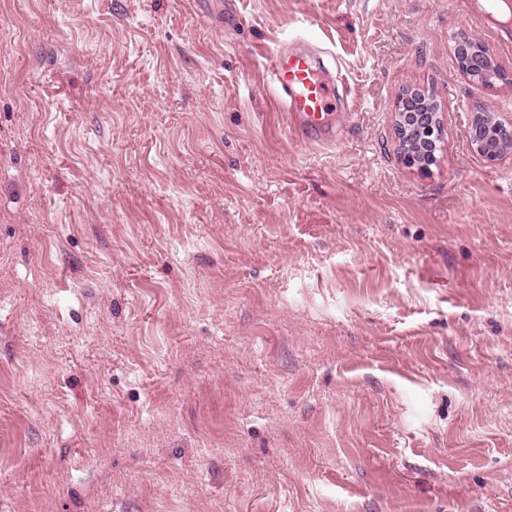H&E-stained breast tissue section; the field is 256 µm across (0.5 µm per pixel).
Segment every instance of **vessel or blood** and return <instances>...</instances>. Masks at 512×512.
<instances>
[{"label":"vessel or blood","instance_id":"obj_1","mask_svg":"<svg viewBox=\"0 0 512 512\" xmlns=\"http://www.w3.org/2000/svg\"><path fill=\"white\" fill-rule=\"evenodd\" d=\"M472 19L498 26L497 0H465ZM322 48L291 38L273 51L271 83L290 129L310 143L335 142L336 116L331 79L323 66Z\"/></svg>","mask_w":512,"mask_h":512}]
</instances>
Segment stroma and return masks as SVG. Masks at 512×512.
I'll list each match as a JSON object with an SVG mask.
<instances>
[{
	"mask_svg": "<svg viewBox=\"0 0 512 512\" xmlns=\"http://www.w3.org/2000/svg\"><path fill=\"white\" fill-rule=\"evenodd\" d=\"M327 48L336 142L270 51ZM512 76L461 0H0V512H512ZM406 88L441 107L397 155ZM457 59V62H458V65L459 67H462L464 68V64L467 63V60L466 59H459V58H456ZM500 65L502 67L501 64H499L498 62L495 61V59H493L492 56H486V58H483L482 60H476L475 62H471V63H468L466 64L468 70L470 71H467L465 68L462 70V72L469 78V79H473V76H475L474 72L473 71H479L480 74L484 77H488L490 75H493L495 70H496V67ZM495 77H492L491 81L488 80L487 78H476V81L481 83V85L484 87V88H492L496 82L498 81H501L502 83H509L511 81H509V78H508V75L507 73L504 71V70H499L497 71V73L494 74ZM415 93L414 90L409 89L406 90L403 99H400V97L396 99L394 103L395 122L406 133L404 139L410 137L407 142H415L418 135L421 137L417 142L406 145L404 150L398 151V154L401 162L407 167L416 168L420 172H427L436 161L434 153L441 132L442 118L439 105L433 99H431V102L435 110L438 108L437 112H433L428 103L426 104V112H406L407 109L412 107L413 98L417 95L419 98L426 99L425 94L421 91L418 90L417 95ZM424 134L427 136H424ZM422 139L429 142V144H425L427 149L421 145ZM481 116L493 125L497 133V139L499 140V143L505 146L504 150L486 154L485 157L489 161L494 162L502 156L505 150L509 149L507 145L510 143L512 144V120L499 119L488 112H485Z\"/></svg>",
	"mask_w": 512,
	"mask_h": 512,
	"instance_id": "35a3bbf8",
	"label": "stroma"
}]
</instances>
